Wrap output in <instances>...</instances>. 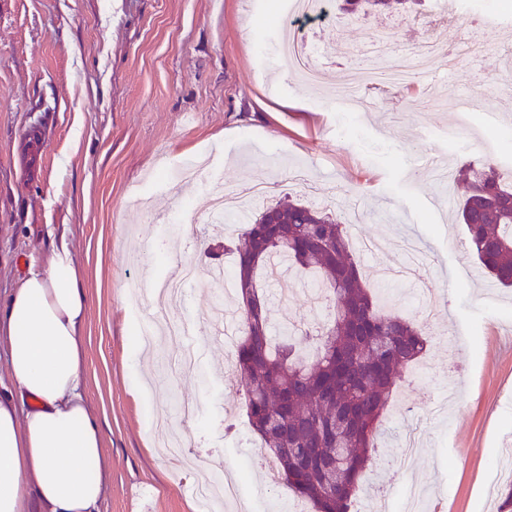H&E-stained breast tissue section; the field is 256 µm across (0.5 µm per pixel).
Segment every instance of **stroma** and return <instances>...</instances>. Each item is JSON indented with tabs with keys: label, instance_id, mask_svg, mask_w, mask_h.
Instances as JSON below:
<instances>
[{
	"label": "stroma",
	"instance_id": "1",
	"mask_svg": "<svg viewBox=\"0 0 512 512\" xmlns=\"http://www.w3.org/2000/svg\"><path fill=\"white\" fill-rule=\"evenodd\" d=\"M324 17L293 18L287 0H0V299L50 243L65 239L89 298L85 395L104 433L107 480L100 512H199L180 461L158 455L152 420L183 398L198 407L183 425L197 468L238 487L224 512H292L270 484L227 348L210 336L222 295L189 288L171 316L193 322L198 369L172 384L187 348L142 333L151 296L186 261L201 273L234 269L245 227L201 223L222 182L270 184L267 204L327 206L347 224L367 286L386 312L423 323L416 279L399 275L404 245L432 262L422 272L441 304L417 366L402 368L373 452L376 476L357 505L388 498L392 512H504L492 468L512 455V289L482 274L456 222L458 171L488 163L512 183V0H485L486 19L437 17L433 0L405 11L350 17L327 0ZM289 27L326 54L318 89L298 87L275 53ZM389 33L392 68L435 43L428 69L370 95L375 109L337 104L348 70L368 67L343 48ZM302 107L281 112L277 103ZM204 167L184 182L175 171ZM273 326L325 321L308 277L264 283ZM424 496L407 510L405 489Z\"/></svg>",
	"mask_w": 512,
	"mask_h": 512
}]
</instances>
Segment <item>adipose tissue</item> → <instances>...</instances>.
I'll return each mask as SVG.
<instances>
[{"instance_id": "1", "label": "adipose tissue", "mask_w": 512, "mask_h": 512, "mask_svg": "<svg viewBox=\"0 0 512 512\" xmlns=\"http://www.w3.org/2000/svg\"><path fill=\"white\" fill-rule=\"evenodd\" d=\"M89 301L66 242L0 301V512H99L106 462L84 391Z\"/></svg>"}]
</instances>
